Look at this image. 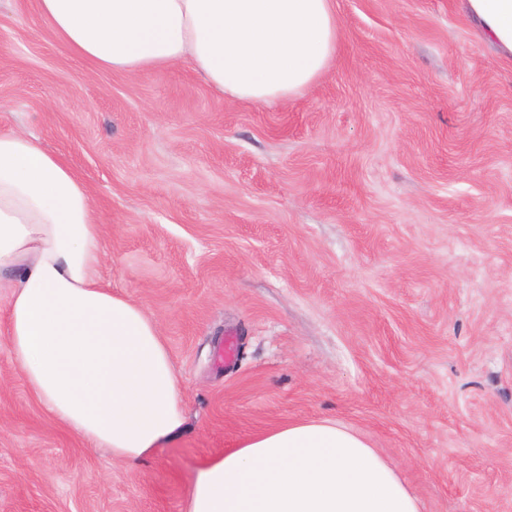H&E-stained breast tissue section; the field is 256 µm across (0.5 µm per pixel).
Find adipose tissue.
Masks as SVG:
<instances>
[{"mask_svg": "<svg viewBox=\"0 0 512 512\" xmlns=\"http://www.w3.org/2000/svg\"><path fill=\"white\" fill-rule=\"evenodd\" d=\"M512 61V0H461ZM76 56L115 73L188 65L228 101L282 102L336 56L335 0H37ZM89 192L34 135L0 132V300L30 392L60 424L136 463L184 423L157 322L98 277ZM185 512H423L396 470L333 420L240 440L198 471Z\"/></svg>", "mask_w": 512, "mask_h": 512, "instance_id": "ef3b65f1", "label": "adipose tissue"}]
</instances>
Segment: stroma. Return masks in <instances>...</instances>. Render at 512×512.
Here are the masks:
<instances>
[{
  "label": "stroma",
  "mask_w": 512,
  "mask_h": 512,
  "mask_svg": "<svg viewBox=\"0 0 512 512\" xmlns=\"http://www.w3.org/2000/svg\"><path fill=\"white\" fill-rule=\"evenodd\" d=\"M335 4L329 69L263 104L98 69L0 0V131L86 185L99 276L157 320L185 407L114 461L30 393L0 320V512H185L209 459L312 419L424 512H512V63L458 0Z\"/></svg>",
  "instance_id": "35a3bbf8"
}]
</instances>
